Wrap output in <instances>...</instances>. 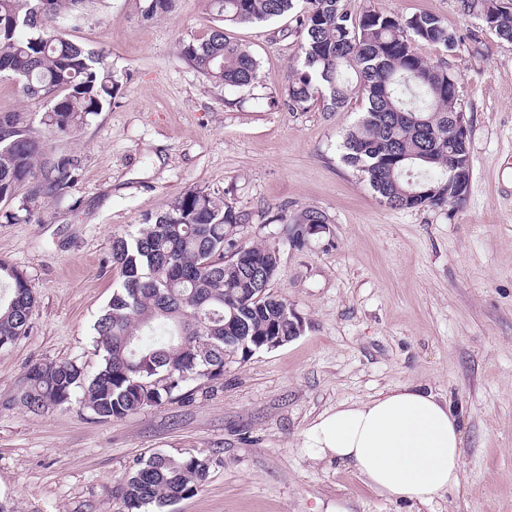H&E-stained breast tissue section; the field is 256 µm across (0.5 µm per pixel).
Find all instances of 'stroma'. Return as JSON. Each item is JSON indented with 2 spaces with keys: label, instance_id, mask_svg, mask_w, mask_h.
Returning a JSON list of instances; mask_svg holds the SVG:
<instances>
[{
  "label": "stroma",
  "instance_id": "1",
  "mask_svg": "<svg viewBox=\"0 0 512 512\" xmlns=\"http://www.w3.org/2000/svg\"><path fill=\"white\" fill-rule=\"evenodd\" d=\"M143 0H104L56 34L110 50L119 82L111 106L77 135L44 132L82 172L39 224L6 221L0 258L37 298L27 335L0 350V498L14 512H123L117 488L156 451L214 462L196 495L172 512H512V43L459 0H347L353 14L438 16L454 49L417 42L457 75L470 122L472 177L457 208L394 210L343 159L359 102L280 104L299 55L291 16L232 29L260 62L253 88L209 81L182 42L214 24L206 0H181L151 21ZM197 188L249 213L237 247L273 245L271 283L304 321L296 339L229 363L191 395L107 422L78 407L35 415L15 401L28 367L76 360L96 370L92 328L118 276L114 237ZM306 208L328 224L293 246L286 221ZM420 385L461 408L462 472L444 497L415 505L367 486L350 465L315 463L304 434L323 412Z\"/></svg>",
  "mask_w": 512,
  "mask_h": 512
}]
</instances>
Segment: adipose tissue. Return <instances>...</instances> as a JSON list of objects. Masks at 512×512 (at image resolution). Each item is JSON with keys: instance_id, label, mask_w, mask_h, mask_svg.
<instances>
[{"instance_id": "ef3b65f1", "label": "adipose tissue", "mask_w": 512, "mask_h": 512, "mask_svg": "<svg viewBox=\"0 0 512 512\" xmlns=\"http://www.w3.org/2000/svg\"><path fill=\"white\" fill-rule=\"evenodd\" d=\"M311 458L352 465L389 498L423 503L457 487L462 426L448 400L404 385L321 414L305 433Z\"/></svg>"}]
</instances>
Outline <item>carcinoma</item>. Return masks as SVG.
Listing matches in <instances>:
<instances>
[{
  "mask_svg": "<svg viewBox=\"0 0 512 512\" xmlns=\"http://www.w3.org/2000/svg\"><path fill=\"white\" fill-rule=\"evenodd\" d=\"M102 0H0V78L19 81L45 103L47 129L76 134L112 104L118 82L104 49L52 33L60 18ZM179 0H146L151 21L177 11ZM512 42V0H461ZM215 25L182 55L208 79L234 88L258 82L259 61L229 29L294 15L301 35L297 67L283 93L289 112L320 101L334 112L355 97L364 115L348 131L344 160L357 167L392 209L457 206L448 158L466 155L448 130L461 111L447 69L416 52L419 41L448 47L454 36L437 16L383 11L354 16L344 0H208ZM71 155H51L26 113L0 112V202L24 195L8 220L41 222L39 203L66 195L80 176ZM249 215L222 198L187 189L169 208L112 243L119 282L93 330L99 368L77 361L36 363L19 402L32 413L78 405L100 421L123 418L188 397L197 381H218L233 359L245 361L294 333L298 316L270 293L279 270L274 246L237 248L232 234ZM327 216L308 208L289 228L301 245ZM36 304L26 275L0 259V349L26 334ZM210 457L156 452L118 487L126 512H169L197 494Z\"/></svg>",
  "mask_w": 512,
  "mask_h": 512,
  "instance_id": "cac0c4a2",
  "label": "carcinoma"
}]
</instances>
